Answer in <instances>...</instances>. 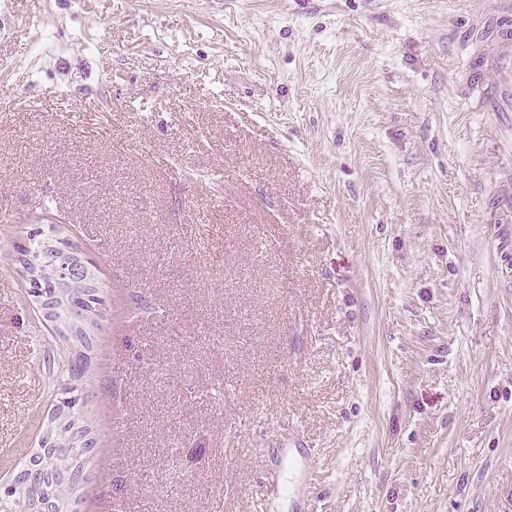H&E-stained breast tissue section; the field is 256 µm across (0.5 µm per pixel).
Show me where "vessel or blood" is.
<instances>
[{
  "instance_id": "obj_1",
  "label": "vessel or blood",
  "mask_w": 512,
  "mask_h": 512,
  "mask_svg": "<svg viewBox=\"0 0 512 512\" xmlns=\"http://www.w3.org/2000/svg\"><path fill=\"white\" fill-rule=\"evenodd\" d=\"M491 26L496 27L497 37L489 44H473V61L466 71L461 97L475 100L477 111L486 113L496 124L503 189L494 204L512 214V0H494L493 10L473 24L470 34L478 36Z\"/></svg>"
}]
</instances>
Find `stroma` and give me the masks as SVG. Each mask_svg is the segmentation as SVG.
Returning a JSON list of instances; mask_svg holds the SVG:
<instances>
[{"instance_id": "1", "label": "stroma", "mask_w": 512, "mask_h": 512, "mask_svg": "<svg viewBox=\"0 0 512 512\" xmlns=\"http://www.w3.org/2000/svg\"><path fill=\"white\" fill-rule=\"evenodd\" d=\"M490 4L0 0V476L57 392L40 230L102 289L77 512H512V222L459 99Z\"/></svg>"}]
</instances>
